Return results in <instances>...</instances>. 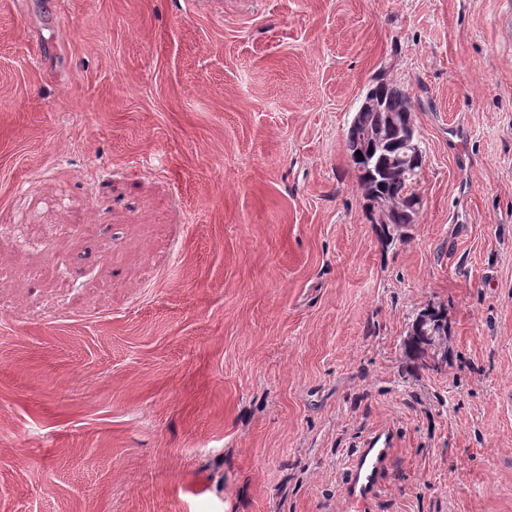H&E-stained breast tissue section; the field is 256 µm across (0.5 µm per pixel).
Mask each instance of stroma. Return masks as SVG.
Here are the masks:
<instances>
[{"label":"stroma","instance_id":"obj_1","mask_svg":"<svg viewBox=\"0 0 512 512\" xmlns=\"http://www.w3.org/2000/svg\"><path fill=\"white\" fill-rule=\"evenodd\" d=\"M512 0H0V512H512ZM403 88L387 246L346 145ZM448 315L450 356L406 332ZM415 327H422V331L425 332L427 336H411L410 332L407 331L404 339V346L407 352L415 359L420 360L424 367L432 370L438 369L431 359L437 351H441L442 349L445 351L448 343V332L447 335L444 336H434L437 333V326L423 316L416 318L412 325L411 333ZM390 447L389 432L377 430L352 454L344 490L354 512H365L369 500L380 490L382 469Z\"/></svg>","mask_w":512,"mask_h":512}]
</instances>
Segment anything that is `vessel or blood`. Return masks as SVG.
<instances>
[{"label": "vessel or blood", "instance_id": "b4317fda", "mask_svg": "<svg viewBox=\"0 0 512 512\" xmlns=\"http://www.w3.org/2000/svg\"><path fill=\"white\" fill-rule=\"evenodd\" d=\"M391 452L388 431L372 432L355 452L348 465L345 494L354 512H366L369 500L381 488L383 465Z\"/></svg>", "mask_w": 512, "mask_h": 512}]
</instances>
